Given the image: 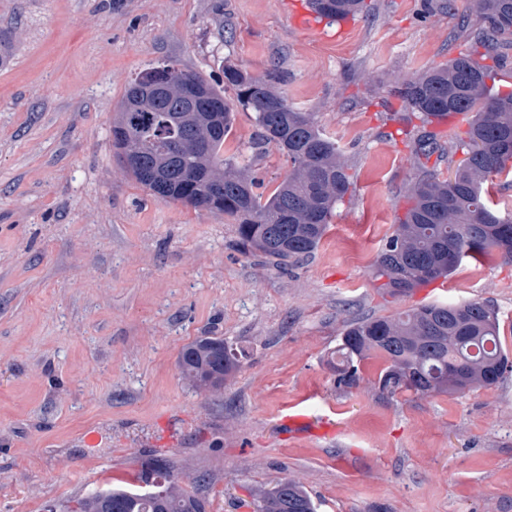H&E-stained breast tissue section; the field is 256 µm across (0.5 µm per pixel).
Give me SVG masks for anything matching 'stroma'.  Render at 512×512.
<instances>
[{
    "mask_svg": "<svg viewBox=\"0 0 512 512\" xmlns=\"http://www.w3.org/2000/svg\"><path fill=\"white\" fill-rule=\"evenodd\" d=\"M349 23H298L293 0H0V512H63L85 489L166 460L210 512L299 481L317 512H512V373L474 392L383 396V359L337 385L347 324L424 304L490 300L512 355V261L464 260L394 297L370 271L417 168L376 102L456 56L466 0H366ZM173 62L215 87L224 68L278 71L353 176L317 250L295 266L243 254L233 221L157 200L112 148V113ZM238 109L225 157L260 193L287 176L253 152ZM199 336L248 356L221 392L182 379ZM298 411L322 437L280 424Z\"/></svg>",
    "mask_w": 512,
    "mask_h": 512,
    "instance_id": "stroma-1",
    "label": "stroma"
}]
</instances>
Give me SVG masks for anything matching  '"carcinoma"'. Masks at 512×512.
Masks as SVG:
<instances>
[{"mask_svg": "<svg viewBox=\"0 0 512 512\" xmlns=\"http://www.w3.org/2000/svg\"><path fill=\"white\" fill-rule=\"evenodd\" d=\"M476 16L468 47L448 63L404 78L390 94L400 101L384 117L399 124L397 134L413 144L421 175L408 190L409 207L398 218L379 252L372 278L394 296L448 277L465 258L496 250L512 259V217L485 202L486 184L512 171V91L488 85L501 66L500 49L512 39V0H468ZM312 9L334 21L358 15L364 0H310ZM279 73L253 76L224 68V90L197 73L165 64L138 76L112 121V147L132 153L138 163L127 171L163 202L221 213L237 223L243 251H259L282 264L296 263L319 246L339 202L351 192L353 176L336 143L320 129L313 112H299L276 89ZM231 90L234 98L224 96ZM202 112H215L218 126L193 117L191 134L202 143L175 150L170 139L188 119L187 98ZM254 112L257 138L288 157V176L267 196L254 192L250 171L224 158V137L237 107ZM468 115L465 137L456 142L464 155L446 177L427 163L438 148L433 123ZM371 354L386 366L378 377L381 393L419 396L490 388L512 371L499 341L498 314L484 300L433 303L394 316L370 317L349 325L328 361L339 384L360 382V364ZM222 336H201L183 347L177 360L182 378L198 389L218 392L240 366ZM207 500L181 486L163 459L141 464L131 482H108L87 491L68 512H207ZM255 512H316L298 482L283 479L255 493Z\"/></svg>", "mask_w": 512, "mask_h": 512, "instance_id": "cac0c4a2", "label": "carcinoma"}]
</instances>
